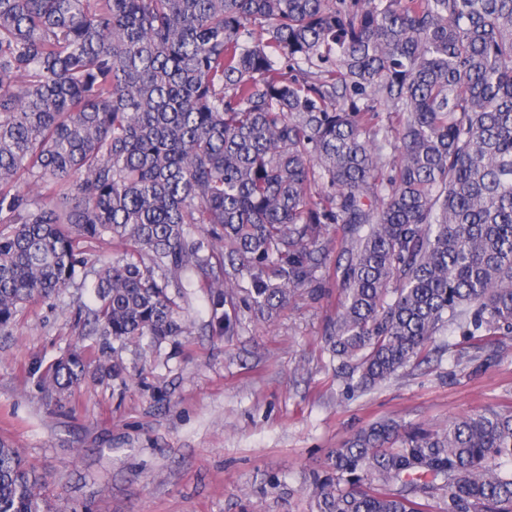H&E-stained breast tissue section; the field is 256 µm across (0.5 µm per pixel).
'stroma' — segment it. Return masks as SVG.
I'll return each mask as SVG.
<instances>
[{"instance_id":"35a3bbf8","label":"stroma","mask_w":512,"mask_h":512,"mask_svg":"<svg viewBox=\"0 0 512 512\" xmlns=\"http://www.w3.org/2000/svg\"><path fill=\"white\" fill-rule=\"evenodd\" d=\"M309 283L272 316L237 302L236 331L210 325L209 289H189L188 332L123 352V380L43 388L75 345L98 356L81 309L87 289L27 306L0 335V440L46 482V512H310L313 471L361 428H435L483 409L512 410V337L479 348L442 331L428 361L376 389L347 391L327 331L343 291L342 225L322 230Z\"/></svg>"}]
</instances>
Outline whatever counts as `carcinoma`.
<instances>
[{
	"label": "carcinoma",
	"instance_id": "carcinoma-1",
	"mask_svg": "<svg viewBox=\"0 0 512 512\" xmlns=\"http://www.w3.org/2000/svg\"><path fill=\"white\" fill-rule=\"evenodd\" d=\"M26 176L37 196L21 194ZM271 315L305 286L322 225L350 236L330 352L370 389L448 325L512 337V0H0V332L76 286L97 371L186 333L224 260ZM92 243L122 248L95 260ZM72 350L48 371L86 377ZM512 410L439 429L375 422L314 471L311 512H512ZM0 442V512H44Z\"/></svg>",
	"mask_w": 512,
	"mask_h": 512
}]
</instances>
